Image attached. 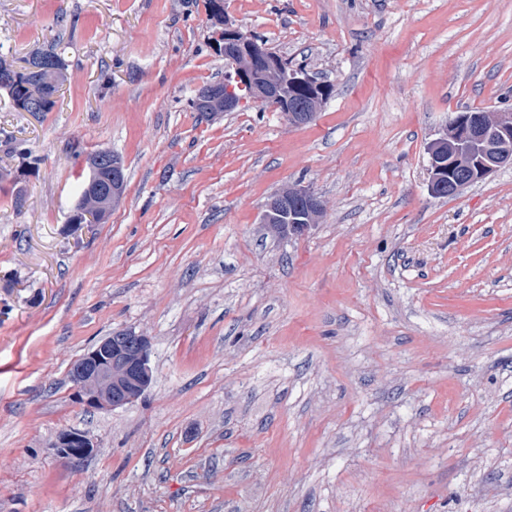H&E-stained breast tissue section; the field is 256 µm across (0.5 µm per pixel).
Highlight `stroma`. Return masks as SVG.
I'll return each instance as SVG.
<instances>
[{
    "label": "stroma",
    "mask_w": 512,
    "mask_h": 512,
    "mask_svg": "<svg viewBox=\"0 0 512 512\" xmlns=\"http://www.w3.org/2000/svg\"><path fill=\"white\" fill-rule=\"evenodd\" d=\"M224 10L332 84L313 122L191 110L224 77L206 0H0V57L67 64L53 111L0 92V512H512V166L428 191L457 113H512V0ZM98 150L126 188L77 234ZM285 187L324 203L303 236L260 222ZM120 330L152 382L87 408L69 371ZM56 448L64 463L76 466L85 459L94 444L85 434L68 430L59 434Z\"/></svg>",
    "instance_id": "stroma-1"
}]
</instances>
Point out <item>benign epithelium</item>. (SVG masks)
<instances>
[{
    "label": "benign epithelium",
    "instance_id": "obj_1",
    "mask_svg": "<svg viewBox=\"0 0 512 512\" xmlns=\"http://www.w3.org/2000/svg\"><path fill=\"white\" fill-rule=\"evenodd\" d=\"M218 42L224 53V80L206 85L195 95V104L217 114L232 112L246 101L264 104L284 114L295 125L312 122L324 100V89L300 71L288 69L283 58L268 48L255 46L229 17L220 24ZM308 87L310 103L294 107L290 91ZM430 192L452 195L496 172L512 166V113L494 119L485 113L459 112L447 133L432 143ZM89 175L80 194L77 212L86 210L105 220L123 194L120 159L109 151L87 157ZM324 211L322 200L304 188H285L267 202L261 223L282 236L304 235ZM151 344L148 337L130 330L100 340L73 365L71 381L78 399L92 409L124 406L139 398L151 382ZM92 441L81 432L59 434V457L75 466L85 459Z\"/></svg>",
    "mask_w": 512,
    "mask_h": 512
}]
</instances>
